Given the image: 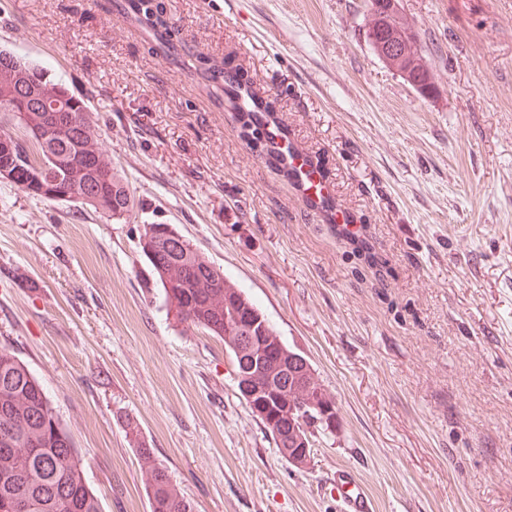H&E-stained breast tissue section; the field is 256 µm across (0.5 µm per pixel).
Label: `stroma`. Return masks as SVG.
Segmentation results:
<instances>
[{"instance_id": "1", "label": "stroma", "mask_w": 512, "mask_h": 512, "mask_svg": "<svg viewBox=\"0 0 512 512\" xmlns=\"http://www.w3.org/2000/svg\"><path fill=\"white\" fill-rule=\"evenodd\" d=\"M0 0V50L84 97L132 210L0 180V348L25 362L104 512H149L137 440L195 512H512V0H398L436 78L366 37L369 0ZM232 70L321 163L339 238L243 135ZM170 224L241 288L336 404L298 468L221 338L174 323L140 248ZM135 421L139 438L127 432ZM331 493L336 490L342 512H373L370 499L362 483L345 469L336 472V479L331 484Z\"/></svg>"}]
</instances>
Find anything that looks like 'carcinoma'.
Segmentation results:
<instances>
[{"mask_svg": "<svg viewBox=\"0 0 512 512\" xmlns=\"http://www.w3.org/2000/svg\"><path fill=\"white\" fill-rule=\"evenodd\" d=\"M367 38L377 55L392 70L423 92L434 88L435 77L418 47L415 31L402 17L397 0H371ZM37 89L26 103V126L60 128L64 136L50 146L38 145L35 157L19 140L0 139V163L26 161L22 170H40L38 191L28 195L44 199L66 172H83L86 182L103 200L99 214L113 217L126 207V186L113 172L112 161L97 146L98 130L85 99L62 83L46 78L35 68ZM153 252H144L165 292L168 313L178 324H190L217 337H224V318L244 316L259 309L246 301L239 309L224 306V295L244 291L224 276H214L210 261L189 241L176 242L143 225ZM305 375L308 391L289 384L288 397L330 398L311 368L302 373L286 370L293 379ZM7 434L10 449L0 450V501L15 506V512H103L99 499L85 479L84 461L74 441L55 415L38 380L27 366L6 348H0V435ZM146 482L150 512H194L173 484L168 470L157 463L153 451L137 445Z\"/></svg>", "mask_w": 512, "mask_h": 512, "instance_id": "1", "label": "carcinoma"}]
</instances>
